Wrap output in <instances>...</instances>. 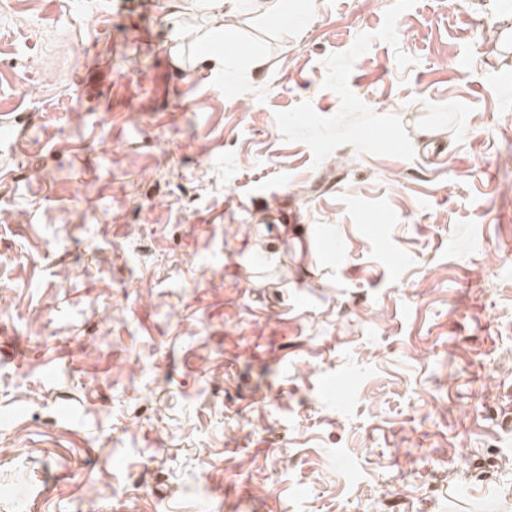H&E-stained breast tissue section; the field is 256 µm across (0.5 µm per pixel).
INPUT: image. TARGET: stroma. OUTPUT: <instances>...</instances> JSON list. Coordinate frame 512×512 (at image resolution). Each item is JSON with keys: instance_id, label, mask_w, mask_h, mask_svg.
<instances>
[{"instance_id": "stroma-1", "label": "stroma", "mask_w": 512, "mask_h": 512, "mask_svg": "<svg viewBox=\"0 0 512 512\" xmlns=\"http://www.w3.org/2000/svg\"><path fill=\"white\" fill-rule=\"evenodd\" d=\"M511 34L0 8V512H512ZM212 34V32L208 31L199 38L204 46V57L214 71L224 72V49L220 46L224 42V37L223 39L221 37L216 38Z\"/></svg>"}]
</instances>
